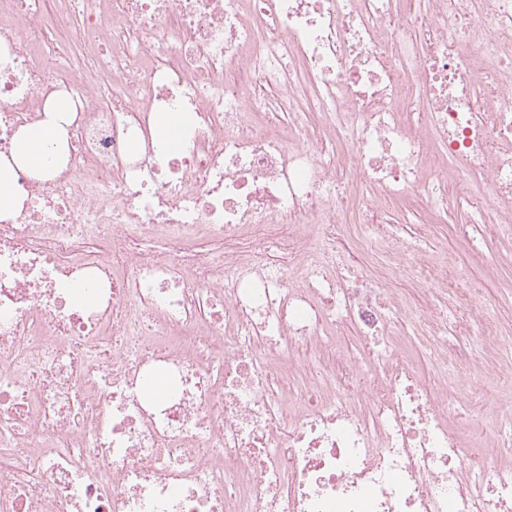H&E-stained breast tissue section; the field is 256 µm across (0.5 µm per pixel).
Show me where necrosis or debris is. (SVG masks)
I'll use <instances>...</instances> for the list:
<instances>
[{"label": "necrosis or debris", "instance_id": "4bbe7bcc", "mask_svg": "<svg viewBox=\"0 0 512 512\" xmlns=\"http://www.w3.org/2000/svg\"><path fill=\"white\" fill-rule=\"evenodd\" d=\"M56 3L0 0V158L50 96L76 107L63 161L15 169L0 218V512H512V413L465 460L457 381L428 394L395 298L333 231L359 218L426 284L448 271L391 240L387 201L423 189L471 248L483 224L512 239V0ZM279 224L296 264L268 254ZM452 295L430 352L452 324L490 338ZM345 322L363 351L339 362Z\"/></svg>", "mask_w": 512, "mask_h": 512}]
</instances>
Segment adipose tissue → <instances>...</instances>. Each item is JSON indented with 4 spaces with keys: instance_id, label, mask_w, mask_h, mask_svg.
Here are the masks:
<instances>
[{
    "instance_id": "adipose-tissue-1",
    "label": "adipose tissue",
    "mask_w": 512,
    "mask_h": 512,
    "mask_svg": "<svg viewBox=\"0 0 512 512\" xmlns=\"http://www.w3.org/2000/svg\"><path fill=\"white\" fill-rule=\"evenodd\" d=\"M73 106L72 101H55L41 125L24 131L18 138L11 158L0 160V214L4 215L20 205L18 196L12 188L14 168H29L32 174L42 178L48 171L43 165V155L49 142H64L66 131L63 127L67 114Z\"/></svg>"
}]
</instances>
